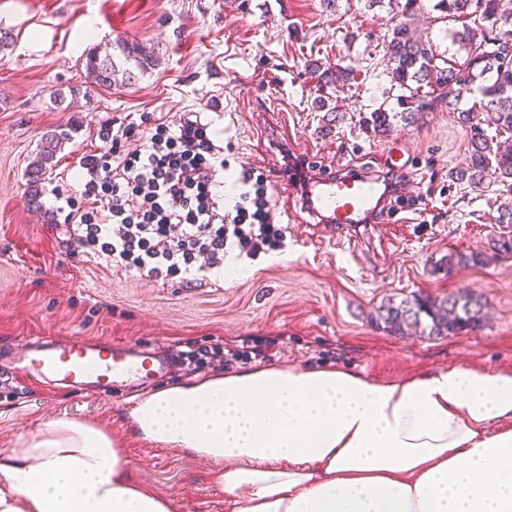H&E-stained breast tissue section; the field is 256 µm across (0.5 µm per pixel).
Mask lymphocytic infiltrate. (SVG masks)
I'll use <instances>...</instances> for the list:
<instances>
[{"mask_svg": "<svg viewBox=\"0 0 512 512\" xmlns=\"http://www.w3.org/2000/svg\"><path fill=\"white\" fill-rule=\"evenodd\" d=\"M135 149H126L128 141ZM108 149L79 162V195L97 212L68 214L80 241L114 267L149 281L175 280L224 266L237 249L248 258L280 248L285 232L267 179L242 168L243 185L225 206L222 177L230 167L201 117H142L118 127Z\"/></svg>", "mask_w": 512, "mask_h": 512, "instance_id": "lymphocytic-infiltrate-1", "label": "lymphocytic infiltrate"}]
</instances>
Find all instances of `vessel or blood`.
<instances>
[{
  "label": "vessel or blood",
  "mask_w": 512,
  "mask_h": 512,
  "mask_svg": "<svg viewBox=\"0 0 512 512\" xmlns=\"http://www.w3.org/2000/svg\"><path fill=\"white\" fill-rule=\"evenodd\" d=\"M299 172L303 176L304 208L311 216L333 225L342 235L373 223L386 194L378 178L362 171L310 164L300 167ZM21 364L24 371L59 376L64 383L98 397L108 396L111 384L118 379L156 373L163 367L157 357L128 353L120 343L60 344L52 339L39 342Z\"/></svg>",
  "instance_id": "b4317fda"
}]
</instances>
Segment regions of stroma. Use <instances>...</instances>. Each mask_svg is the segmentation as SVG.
<instances>
[{
    "instance_id": "1",
    "label": "stroma",
    "mask_w": 512,
    "mask_h": 512,
    "mask_svg": "<svg viewBox=\"0 0 512 512\" xmlns=\"http://www.w3.org/2000/svg\"><path fill=\"white\" fill-rule=\"evenodd\" d=\"M400 0L364 9L360 0H0V454L38 424L85 422L123 441L134 480L175 501L178 512H231L217 476L223 463L131 433L133 398L160 387L258 367L339 366L395 381L451 366L512 372V257L497 255L505 185L475 190L449 171L466 167L469 129L446 105L418 123L367 130L378 107L397 110L384 42L401 18ZM415 36L463 59L449 37L455 22L421 6ZM122 41L159 52L154 70L112 87L90 85L85 57ZM64 95L55 103V95ZM329 98L336 120L315 104ZM198 112L231 164L264 171L277 217L301 214L299 188L278 169L280 146L336 168L375 172L389 148L408 161L405 206L379 224L332 239L317 219L286 224L282 248L240 257L246 273H209L201 287L150 282L93 254L57 212L54 190L75 186L81 158L103 152L112 127L143 114L168 119ZM69 129L31 203L26 172L44 133ZM482 263L449 266L455 253ZM467 294L484 304L479 327L450 336L394 334L380 307L419 295ZM34 336L122 341L197 361L140 382H118L97 400L41 375H16L22 344ZM257 349L223 364L230 349Z\"/></svg>"
}]
</instances>
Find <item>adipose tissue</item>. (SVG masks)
<instances>
[{"label":"adipose tissue","instance_id":"1","mask_svg":"<svg viewBox=\"0 0 512 512\" xmlns=\"http://www.w3.org/2000/svg\"><path fill=\"white\" fill-rule=\"evenodd\" d=\"M129 415L143 440L222 462L233 512H512V373L261 368L147 394ZM130 469L102 430L44 422L0 455V512H177Z\"/></svg>","mask_w":512,"mask_h":512}]
</instances>
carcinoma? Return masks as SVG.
Here are the masks:
<instances>
[{
  "label": "carcinoma",
  "instance_id": "carcinoma-1",
  "mask_svg": "<svg viewBox=\"0 0 512 512\" xmlns=\"http://www.w3.org/2000/svg\"><path fill=\"white\" fill-rule=\"evenodd\" d=\"M432 10L442 19H469L486 24L488 33L482 40L466 24L451 31L453 40L461 43L466 58L458 65L437 52L429 41L412 38L406 23L398 21L385 40V57L392 85L404 91L400 95L401 111L397 117L407 123L425 113L436 101L457 113L459 122L470 125V163L448 177L473 188L512 180V46L500 43L501 35L512 34V0H432ZM120 55L104 57L87 54L85 68L90 83L110 87L132 78L130 67L145 73L158 66L152 52L137 43L118 44ZM428 88L420 93L422 88ZM476 106L490 110L496 130L511 134L504 141L494 140L484 130L471 124ZM393 117L377 108L364 116L363 123L381 133L389 129ZM67 133L54 130L39 146L36 159L26 174L31 201H37L39 185L52 169L56 154L66 141ZM483 304L466 295H453L442 301L416 296L398 305H388L379 314L384 328L398 334L405 328L427 336H449L463 329L474 328L482 320Z\"/></svg>",
  "mask_w": 512,
  "mask_h": 512
}]
</instances>
